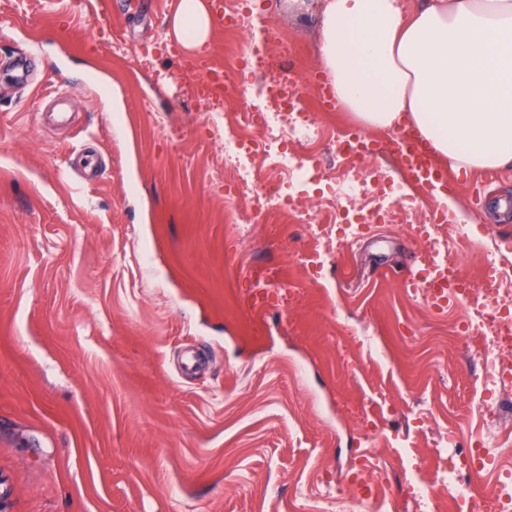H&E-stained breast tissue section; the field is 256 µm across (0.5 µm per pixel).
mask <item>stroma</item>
Here are the masks:
<instances>
[{"instance_id": "stroma-1", "label": "stroma", "mask_w": 512, "mask_h": 512, "mask_svg": "<svg viewBox=\"0 0 512 512\" xmlns=\"http://www.w3.org/2000/svg\"><path fill=\"white\" fill-rule=\"evenodd\" d=\"M179 3L0 0V84L11 58L32 61L21 100L0 98V512H316L362 447L405 438L426 478L436 437L512 448V389L489 425L464 307L403 287L424 261L413 228L447 199L479 229H438L461 273L479 284L494 252L512 270V164L449 172L445 198L409 187L403 223L336 243L322 269L292 216L229 236L224 147L185 94L198 52L159 50ZM273 20L324 132L306 152L342 173L328 141L356 122L311 89L316 11L280 4L256 30ZM255 265L285 279L288 306L240 305Z\"/></svg>"}]
</instances>
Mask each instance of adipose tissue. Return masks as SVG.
I'll use <instances>...</instances> for the list:
<instances>
[{
	"mask_svg": "<svg viewBox=\"0 0 512 512\" xmlns=\"http://www.w3.org/2000/svg\"><path fill=\"white\" fill-rule=\"evenodd\" d=\"M319 57L362 126L413 130L455 171L512 164V0H319ZM203 0L178 38L204 47Z\"/></svg>",
	"mask_w": 512,
	"mask_h": 512,
	"instance_id": "1",
	"label": "adipose tissue"
}]
</instances>
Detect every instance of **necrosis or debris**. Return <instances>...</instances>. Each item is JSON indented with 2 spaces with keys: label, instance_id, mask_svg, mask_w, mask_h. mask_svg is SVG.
<instances>
[{
  "label": "necrosis or debris",
  "instance_id": "necrosis-or-debris-1",
  "mask_svg": "<svg viewBox=\"0 0 512 512\" xmlns=\"http://www.w3.org/2000/svg\"><path fill=\"white\" fill-rule=\"evenodd\" d=\"M294 55V45L270 27L260 44L225 56L222 104L207 115L210 131L224 138L227 159L241 164L237 178L224 182L227 223L243 229L274 223L280 210L295 213L300 223L314 224L323 260L338 235L359 236L366 224L402 223L412 202L379 167L341 180L328 175L324 182L329 190L321 203L336 210L340 222H314L310 210L291 192L294 183L310 173L304 146L321 139L313 113L303 105L299 81L279 67ZM273 155L281 174L278 184L256 188L249 199H242L241 188L250 175L245 160ZM499 282L500 274L494 271L486 274L481 287L470 289L461 327L462 336L477 333L486 340L483 390L489 395L512 382V289ZM467 456L457 452L455 473L441 476L456 512H512V466L497 468L493 481L481 485Z\"/></svg>",
  "mask_w": 512,
  "mask_h": 512
}]
</instances>
